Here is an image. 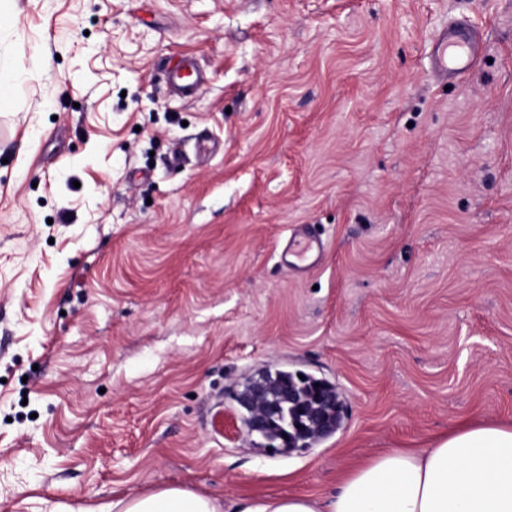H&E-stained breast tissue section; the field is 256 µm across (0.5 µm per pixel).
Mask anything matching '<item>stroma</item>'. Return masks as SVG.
Here are the masks:
<instances>
[{"label":"stroma","instance_id":"35a3bbf8","mask_svg":"<svg viewBox=\"0 0 512 512\" xmlns=\"http://www.w3.org/2000/svg\"><path fill=\"white\" fill-rule=\"evenodd\" d=\"M0 28V512L331 492L512 424V0H13ZM483 59L445 85L449 22ZM188 57L195 97L167 72ZM304 272L280 255L304 231ZM268 368L343 418L224 432ZM479 34V29L466 19L444 28L432 44L433 72L444 80L465 77L478 59Z\"/></svg>","mask_w":512,"mask_h":512}]
</instances>
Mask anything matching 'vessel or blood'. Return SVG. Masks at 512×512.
I'll return each mask as SVG.
<instances>
[{"mask_svg": "<svg viewBox=\"0 0 512 512\" xmlns=\"http://www.w3.org/2000/svg\"><path fill=\"white\" fill-rule=\"evenodd\" d=\"M480 50L479 30L468 20H461L444 28L432 44L431 66L440 78L460 79L474 67ZM194 62L185 60L170 69L168 81L173 89L186 97L194 96L198 81L189 77L195 71Z\"/></svg>", "mask_w": 512, "mask_h": 512, "instance_id": "b4317fda", "label": "vessel or blood"}]
</instances>
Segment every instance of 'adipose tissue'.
Here are the masks:
<instances>
[{"instance_id":"obj_1","label":"adipose tissue","mask_w":512,"mask_h":512,"mask_svg":"<svg viewBox=\"0 0 512 512\" xmlns=\"http://www.w3.org/2000/svg\"><path fill=\"white\" fill-rule=\"evenodd\" d=\"M97 512H512V426L462 424L429 447L375 456L348 471L327 497L227 503L168 487Z\"/></svg>"}]
</instances>
